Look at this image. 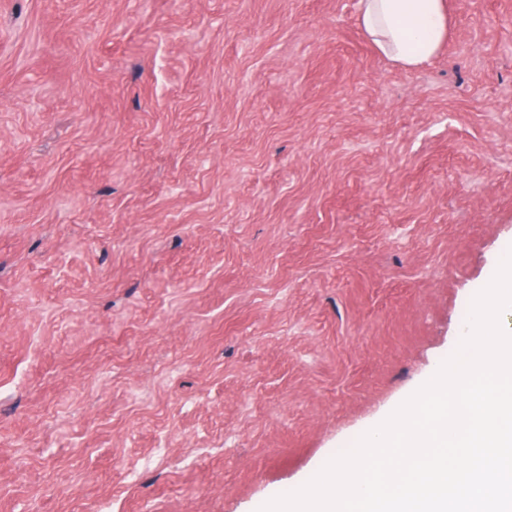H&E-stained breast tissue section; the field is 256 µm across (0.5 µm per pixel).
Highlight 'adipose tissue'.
<instances>
[{"label":"adipose tissue","instance_id":"adipose-tissue-1","mask_svg":"<svg viewBox=\"0 0 512 512\" xmlns=\"http://www.w3.org/2000/svg\"><path fill=\"white\" fill-rule=\"evenodd\" d=\"M360 21L379 52L415 69L448 39L447 0H361Z\"/></svg>","mask_w":512,"mask_h":512}]
</instances>
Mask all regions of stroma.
Here are the masks:
<instances>
[{
	"label": "stroma",
	"mask_w": 512,
	"mask_h": 512,
	"mask_svg": "<svg viewBox=\"0 0 512 512\" xmlns=\"http://www.w3.org/2000/svg\"><path fill=\"white\" fill-rule=\"evenodd\" d=\"M407 70L358 0H0V512H258L512 249V0Z\"/></svg>",
	"instance_id": "35a3bbf8"
}]
</instances>
